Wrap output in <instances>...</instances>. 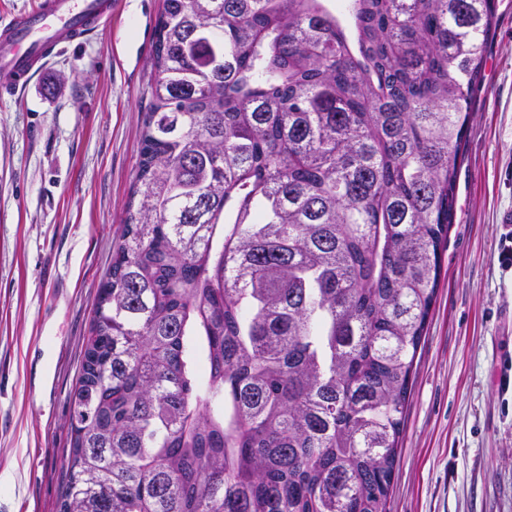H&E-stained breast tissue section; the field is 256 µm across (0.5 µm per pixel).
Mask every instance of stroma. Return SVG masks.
<instances>
[{"label": "stroma", "instance_id": "1", "mask_svg": "<svg viewBox=\"0 0 512 512\" xmlns=\"http://www.w3.org/2000/svg\"><path fill=\"white\" fill-rule=\"evenodd\" d=\"M456 215L388 512H512V0H495ZM163 0H114L106 32L0 95V512H57L94 300L126 218Z\"/></svg>", "mask_w": 512, "mask_h": 512}]
</instances>
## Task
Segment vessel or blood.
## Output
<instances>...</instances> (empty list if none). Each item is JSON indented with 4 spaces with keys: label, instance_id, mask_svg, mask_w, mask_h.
I'll list each match as a JSON object with an SVG mask.
<instances>
[{
    "label": "vessel or blood",
    "instance_id": "vessel-or-blood-1",
    "mask_svg": "<svg viewBox=\"0 0 512 512\" xmlns=\"http://www.w3.org/2000/svg\"><path fill=\"white\" fill-rule=\"evenodd\" d=\"M110 16L109 0H42L0 25V93L21 90L55 50L104 31Z\"/></svg>",
    "mask_w": 512,
    "mask_h": 512
}]
</instances>
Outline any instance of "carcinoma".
<instances>
[{"mask_svg":"<svg viewBox=\"0 0 512 512\" xmlns=\"http://www.w3.org/2000/svg\"><path fill=\"white\" fill-rule=\"evenodd\" d=\"M163 0L59 512H387L495 0Z\"/></svg>","mask_w":512,"mask_h":512,"instance_id":"obj_1","label":"carcinoma"}]
</instances>
